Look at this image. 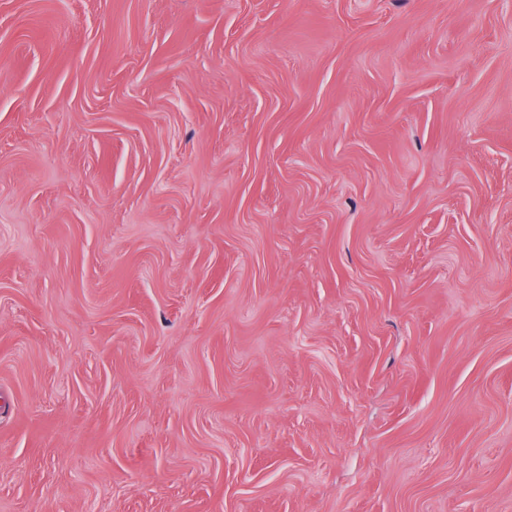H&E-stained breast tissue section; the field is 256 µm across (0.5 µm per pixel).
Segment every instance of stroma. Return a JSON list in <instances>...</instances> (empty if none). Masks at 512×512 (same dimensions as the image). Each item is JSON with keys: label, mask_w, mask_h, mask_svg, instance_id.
Instances as JSON below:
<instances>
[{"label": "stroma", "mask_w": 512, "mask_h": 512, "mask_svg": "<svg viewBox=\"0 0 512 512\" xmlns=\"http://www.w3.org/2000/svg\"><path fill=\"white\" fill-rule=\"evenodd\" d=\"M0 512H512V0H0Z\"/></svg>", "instance_id": "stroma-1"}]
</instances>
